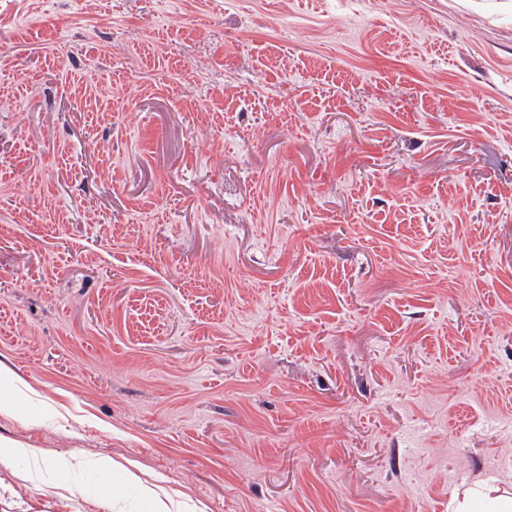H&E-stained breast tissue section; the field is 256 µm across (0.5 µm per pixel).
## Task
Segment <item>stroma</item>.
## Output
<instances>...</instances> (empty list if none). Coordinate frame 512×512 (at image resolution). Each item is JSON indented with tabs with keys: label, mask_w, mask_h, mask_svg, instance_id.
Wrapping results in <instances>:
<instances>
[{
	"label": "stroma",
	"mask_w": 512,
	"mask_h": 512,
	"mask_svg": "<svg viewBox=\"0 0 512 512\" xmlns=\"http://www.w3.org/2000/svg\"><path fill=\"white\" fill-rule=\"evenodd\" d=\"M0 361V512L512 492V0H0ZM93 465L104 475L103 487L110 499L114 497V494H119L127 483L133 481L132 476H129L127 471L121 473L110 458L100 457L94 460ZM140 495L145 505L144 512H168L173 506L172 500L165 494L159 493L153 487H141Z\"/></svg>",
	"instance_id": "35a3bbf8"
}]
</instances>
